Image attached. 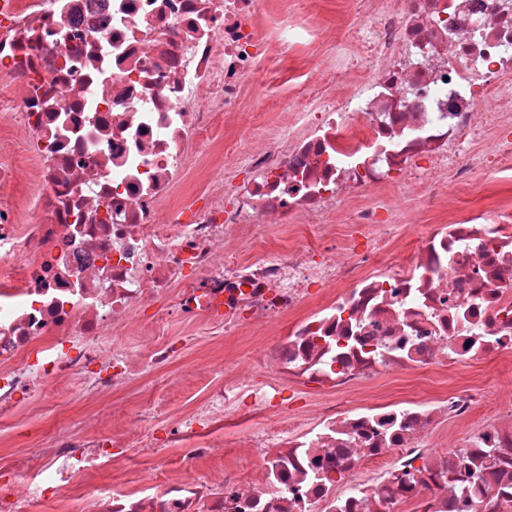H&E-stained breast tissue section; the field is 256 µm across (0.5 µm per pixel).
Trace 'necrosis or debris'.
Masks as SVG:
<instances>
[{"mask_svg":"<svg viewBox=\"0 0 512 512\" xmlns=\"http://www.w3.org/2000/svg\"><path fill=\"white\" fill-rule=\"evenodd\" d=\"M350 3L320 106L246 149L233 192L174 209L217 114L314 25L267 40L260 0H0V121L37 184L0 201V422L77 386L95 409L0 456V512H512V395L355 396L512 356V207L411 242L396 207L512 170V0ZM261 224L319 236L241 260ZM175 315L262 338L188 410L131 408L155 373L180 380L186 339L158 333ZM142 459L139 490L102 484Z\"/></svg>","mask_w":512,"mask_h":512,"instance_id":"obj_1","label":"necrosis or debris"}]
</instances>
